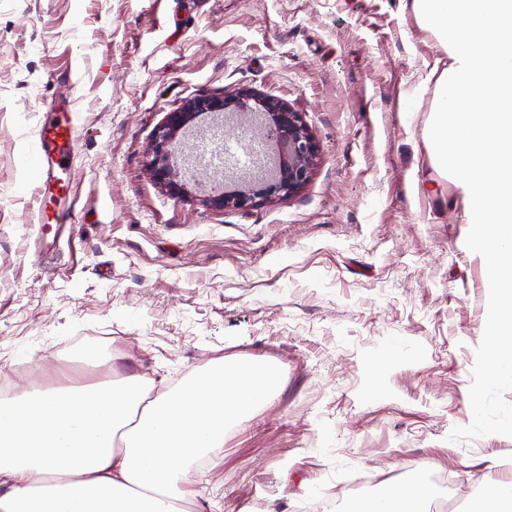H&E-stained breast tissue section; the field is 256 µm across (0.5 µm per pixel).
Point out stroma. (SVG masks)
Masks as SVG:
<instances>
[{
    "label": "stroma",
    "mask_w": 512,
    "mask_h": 512,
    "mask_svg": "<svg viewBox=\"0 0 512 512\" xmlns=\"http://www.w3.org/2000/svg\"><path fill=\"white\" fill-rule=\"evenodd\" d=\"M400 0H0V368L12 389L171 387L212 360L277 366L280 391L227 430L185 512H315L417 465L434 501L512 482V437L453 441L487 316L469 205L425 144L444 58ZM71 83H64V76ZM242 90L300 112L318 152L296 194L207 205L242 171L198 167L176 197L153 141L187 100ZM69 99L79 222L35 255L39 120ZM203 115L173 149L237 134ZM89 342L111 355L76 363Z\"/></svg>",
    "instance_id": "35a3bbf8"
}]
</instances>
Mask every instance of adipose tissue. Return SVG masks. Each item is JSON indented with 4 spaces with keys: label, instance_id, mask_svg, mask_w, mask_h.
<instances>
[{
    "label": "adipose tissue",
    "instance_id": "adipose-tissue-1",
    "mask_svg": "<svg viewBox=\"0 0 512 512\" xmlns=\"http://www.w3.org/2000/svg\"><path fill=\"white\" fill-rule=\"evenodd\" d=\"M281 382L266 363L214 361L156 395L130 372L0 399V512H180L198 461ZM432 493L388 483L347 512H421Z\"/></svg>",
    "mask_w": 512,
    "mask_h": 512
}]
</instances>
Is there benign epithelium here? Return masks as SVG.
<instances>
[{
    "instance_id": "7a95c632",
    "label": "benign epithelium",
    "mask_w": 512,
    "mask_h": 512,
    "mask_svg": "<svg viewBox=\"0 0 512 512\" xmlns=\"http://www.w3.org/2000/svg\"><path fill=\"white\" fill-rule=\"evenodd\" d=\"M253 100L261 106V125L272 133L275 142L271 166L245 179L243 187L212 196L209 205L218 209H248L261 200L298 192L309 178L311 164L318 151L317 143L301 113L276 100H259L249 92L235 97L194 98L168 113L154 138L153 171L158 182L173 195H183L179 172L169 163V147L192 127L200 115L240 112Z\"/></svg>"
}]
</instances>
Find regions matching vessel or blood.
Here are the masks:
<instances>
[{"mask_svg":"<svg viewBox=\"0 0 512 512\" xmlns=\"http://www.w3.org/2000/svg\"><path fill=\"white\" fill-rule=\"evenodd\" d=\"M68 109V104H60L57 114L43 116L39 124L37 155L40 172L36 187L38 207L31 215L32 223L38 226L35 249L39 252L59 244L60 237L54 234V227L67 226L77 221L76 204L66 201L70 194L67 173L71 161L79 151L75 125ZM264 149L263 140L243 133L238 135L232 145L215 154L213 162L220 166L228 159L237 162L249 159L255 161L261 157Z\"/></svg>","mask_w":512,"mask_h":512,"instance_id":"b4317fda","label":"vessel or blood"}]
</instances>
